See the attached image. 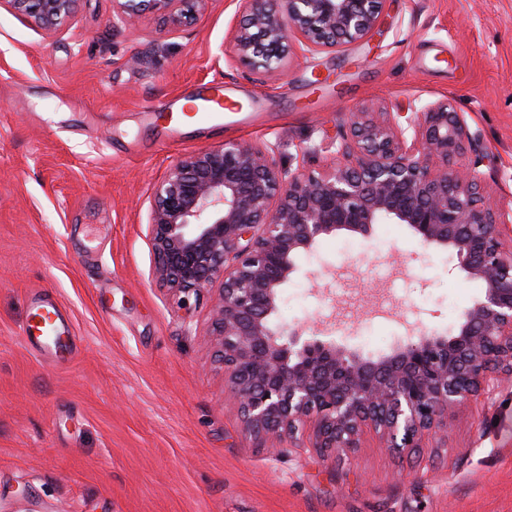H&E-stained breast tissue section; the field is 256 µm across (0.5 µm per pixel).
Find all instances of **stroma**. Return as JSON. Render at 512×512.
<instances>
[{
  "instance_id": "obj_1",
  "label": "stroma",
  "mask_w": 512,
  "mask_h": 512,
  "mask_svg": "<svg viewBox=\"0 0 512 512\" xmlns=\"http://www.w3.org/2000/svg\"><path fill=\"white\" fill-rule=\"evenodd\" d=\"M241 0H211L158 36L88 0L48 35L0 9V512H512V378L454 409L446 434L401 458L365 438L337 464L282 440L256 447L208 334L159 287L148 237L154 184L227 141L268 145L323 172L350 112L449 98L478 141L485 197L512 204V0H387L371 41L293 56L284 75L234 59ZM224 84V123L166 112ZM277 320L332 327L364 353L405 327L455 325L480 296L448 253L404 225L321 240ZM73 324L64 356L21 336L33 299Z\"/></svg>"
}]
</instances>
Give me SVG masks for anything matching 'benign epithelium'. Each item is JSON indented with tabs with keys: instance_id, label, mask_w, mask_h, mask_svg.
Segmentation results:
<instances>
[{
	"instance_id": "obj_1",
	"label": "benign epithelium",
	"mask_w": 512,
	"mask_h": 512,
	"mask_svg": "<svg viewBox=\"0 0 512 512\" xmlns=\"http://www.w3.org/2000/svg\"><path fill=\"white\" fill-rule=\"evenodd\" d=\"M86 0H0L51 34ZM210 0H112L117 23L152 18L179 30ZM386 0H245L231 29L235 56L258 75L284 70L297 51L363 39ZM397 118L351 113L322 173L281 167L270 146L229 142L183 157L153 188L148 236L154 275L191 309L215 288L210 336L236 399L242 430L265 448L308 432L322 456H346L366 432L396 453L448 431V409L512 374V209L484 201L483 179L460 164L477 150L463 113L446 98ZM378 224H404L425 249L448 252L483 293L450 330L413 324L389 352L372 356L328 336L276 321L298 259L329 236L362 240Z\"/></svg>"
}]
</instances>
